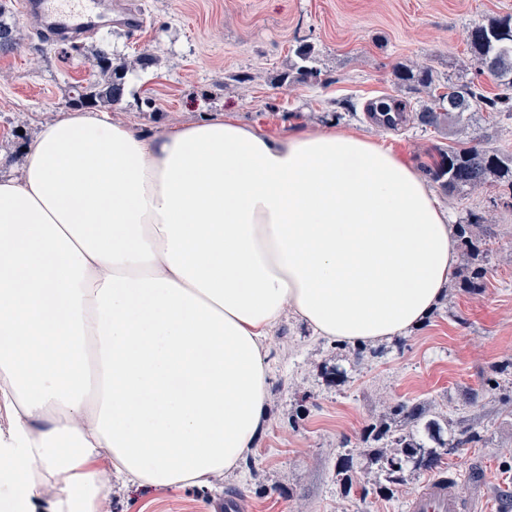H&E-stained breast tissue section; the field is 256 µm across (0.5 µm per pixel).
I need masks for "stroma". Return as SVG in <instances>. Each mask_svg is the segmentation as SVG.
<instances>
[{
    "label": "stroma",
    "mask_w": 512,
    "mask_h": 512,
    "mask_svg": "<svg viewBox=\"0 0 512 512\" xmlns=\"http://www.w3.org/2000/svg\"><path fill=\"white\" fill-rule=\"evenodd\" d=\"M0 2L18 38L16 49L0 53V177L17 175L26 139L97 79L93 52L104 40L115 57L156 58L128 72L122 102L102 108L110 120L149 133L207 117L272 132L332 124L376 136L419 169L448 137L411 119L392 130L372 125L366 105L399 100L415 112L420 97L397 87L394 68L424 65L441 77L453 66L471 68L467 28L512 13V0H132L137 28L115 10L75 47L39 41L21 0ZM302 41L319 51L318 82H281ZM435 195L454 219L474 209L490 223L491 261L480 291L449 288L425 324L380 347L335 386L324 371L344 364L345 350L286 320L270 338V425L225 474L223 491L116 485L106 493L108 512H214L230 492L244 496L246 512H405L425 474L405 473L392 494L365 495V457L353 458L358 482L350 488L336 466L341 443L358 442L396 401L447 414L452 430L472 428L475 442L450 450L444 464L461 474L458 492L478 512H505L512 495V245L503 234L512 231V191Z\"/></svg>",
    "instance_id": "stroma-1"
}]
</instances>
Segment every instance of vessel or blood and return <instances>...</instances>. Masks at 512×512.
<instances>
[{
  "label": "vessel or blood",
  "mask_w": 512,
  "mask_h": 512,
  "mask_svg": "<svg viewBox=\"0 0 512 512\" xmlns=\"http://www.w3.org/2000/svg\"><path fill=\"white\" fill-rule=\"evenodd\" d=\"M27 17L63 34L92 30L98 19L96 0H24ZM406 512H468L457 493V482L447 470L434 472L407 502Z\"/></svg>",
  "instance_id": "b4317fda"
}]
</instances>
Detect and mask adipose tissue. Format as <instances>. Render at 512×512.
<instances>
[{
	"instance_id": "ef3b65f1",
	"label": "adipose tissue",
	"mask_w": 512,
	"mask_h": 512,
	"mask_svg": "<svg viewBox=\"0 0 512 512\" xmlns=\"http://www.w3.org/2000/svg\"><path fill=\"white\" fill-rule=\"evenodd\" d=\"M0 177V500L97 512L122 484L223 477L267 429L286 314L359 346L410 334L457 271L416 169L336 128L207 118L147 134L71 110Z\"/></svg>"
}]
</instances>
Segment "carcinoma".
Instances as JSON below:
<instances>
[{"label":"carcinoma","mask_w":512,"mask_h":512,"mask_svg":"<svg viewBox=\"0 0 512 512\" xmlns=\"http://www.w3.org/2000/svg\"><path fill=\"white\" fill-rule=\"evenodd\" d=\"M466 45L475 64V75H488L496 80L499 92L488 96L475 80L448 79L437 83L428 66H399L394 69L397 85L410 91L428 92L427 99L416 110L415 119L426 129L453 131L469 124L478 112H502L512 116V14L493 15L471 26ZM293 54L296 76L286 73L282 80L305 81L319 77L313 44L299 43ZM95 65L103 79L77 91V101L88 104L118 105L125 94L128 67L112 62V49L105 43L95 49ZM426 176L444 191L465 196L480 189L512 186V152L491 146L480 138L448 148L436 149L432 162L424 165ZM459 237L467 243V265L459 282L465 291L484 287L489 253L486 238L491 231L488 220L475 210L467 212L457 224ZM471 440L468 431L458 438H445L439 420L427 418V410L419 405L394 402L387 412L368 424L362 432V449L368 462L376 466L378 489L387 493L402 484L409 470L422 473L436 467L440 448H458Z\"/></svg>","instance_id":"cac0c4a2"}]
</instances>
